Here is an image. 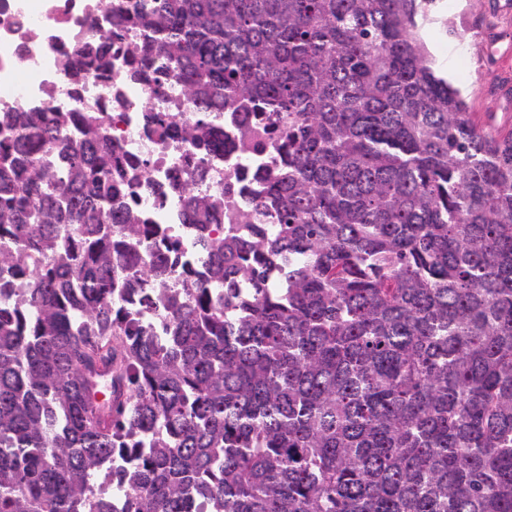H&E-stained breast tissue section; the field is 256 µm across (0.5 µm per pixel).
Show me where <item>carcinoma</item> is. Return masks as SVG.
Returning <instances> with one entry per match:
<instances>
[{
	"instance_id": "carcinoma-1",
	"label": "carcinoma",
	"mask_w": 512,
	"mask_h": 512,
	"mask_svg": "<svg viewBox=\"0 0 512 512\" xmlns=\"http://www.w3.org/2000/svg\"><path fill=\"white\" fill-rule=\"evenodd\" d=\"M439 0H130L97 42L164 93L252 112L172 136L278 143L256 206L175 181L207 258L142 224L150 162L104 111L0 110V512H512V130L477 121L422 36ZM143 33L134 50L122 27ZM160 243L151 257L140 247ZM121 296L162 307L159 340Z\"/></svg>"
}]
</instances>
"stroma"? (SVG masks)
<instances>
[{"label": "stroma", "mask_w": 512, "mask_h": 512, "mask_svg": "<svg viewBox=\"0 0 512 512\" xmlns=\"http://www.w3.org/2000/svg\"><path fill=\"white\" fill-rule=\"evenodd\" d=\"M451 11L464 15L460 38L426 37L438 68L458 82L475 112L494 111L499 127L512 129V0H451ZM466 58L475 74L464 81Z\"/></svg>", "instance_id": "stroma-1"}]
</instances>
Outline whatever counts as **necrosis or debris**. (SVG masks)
I'll return each instance as SVG.
<instances>
[{
  "mask_svg": "<svg viewBox=\"0 0 512 512\" xmlns=\"http://www.w3.org/2000/svg\"><path fill=\"white\" fill-rule=\"evenodd\" d=\"M110 27L99 0H0V109L83 112L98 106L112 109V145L132 158L151 160L150 177L137 191L143 223L158 224L179 241L184 263L203 268L205 259L192 226L185 224L183 205L173 181L182 175L188 157L199 154L189 141L147 126L144 103L171 115L185 126L195 123L202 108L172 85L167 98L156 97L144 82L131 80L123 64L108 75H74L68 63L76 41L95 40ZM206 176L199 193L233 190L239 221L267 224L269 214L257 210L253 174L264 182L278 176L276 146L259 154L237 151L204 155Z\"/></svg>",
  "mask_w": 512,
  "mask_h": 512,
  "instance_id": "4bbe7bcc",
  "label": "necrosis or debris"
}]
</instances>
